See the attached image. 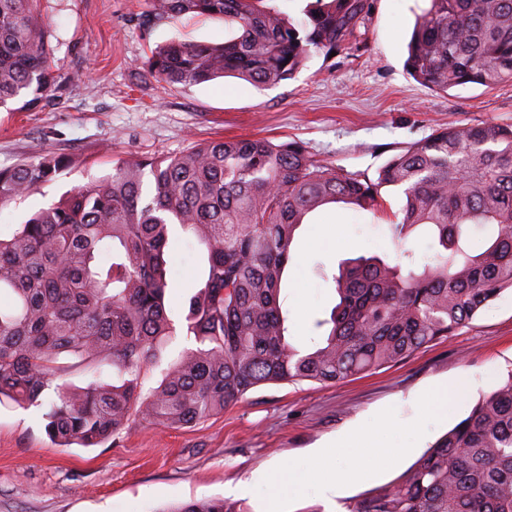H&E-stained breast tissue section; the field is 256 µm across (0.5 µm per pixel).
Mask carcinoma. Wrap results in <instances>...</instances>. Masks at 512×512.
I'll use <instances>...</instances> for the list:
<instances>
[{"label":"carcinoma","mask_w":512,"mask_h":512,"mask_svg":"<svg viewBox=\"0 0 512 512\" xmlns=\"http://www.w3.org/2000/svg\"><path fill=\"white\" fill-rule=\"evenodd\" d=\"M39 0H0V107L38 106L61 81ZM405 67L446 91L512 80V0H427ZM154 14L220 16L221 44L172 41L142 68L168 86L233 76L259 86L291 78L314 53L346 48L370 0H311L294 19L269 0H152ZM68 160L51 152L0 169V207L53 179ZM402 247L344 262L339 303L323 338L302 350L288 339L282 299L300 226L344 204L377 213L385 193ZM492 229L474 249V232ZM180 230L203 249L182 329L195 344L145 388L177 339L167 311L168 248ZM431 241L418 262L412 235ZM512 290V125L452 126L391 156L374 172L347 171L296 142L238 138L166 157L120 159L112 173L0 230V403L47 406L59 448L96 447L131 415L193 427L269 384L336 383L396 363L448 337ZM77 360L86 386L46 391ZM105 373L115 381L101 380ZM347 512H512V372L469 415L386 486ZM165 512H248L222 499Z\"/></svg>","instance_id":"cac0c4a2"}]
</instances>
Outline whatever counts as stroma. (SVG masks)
Segmentation results:
<instances>
[{"label":"stroma","instance_id":"1","mask_svg":"<svg viewBox=\"0 0 512 512\" xmlns=\"http://www.w3.org/2000/svg\"><path fill=\"white\" fill-rule=\"evenodd\" d=\"M347 49L313 54L292 78L258 87L224 78L161 85L140 76L151 48L172 41L220 43L219 17L151 16L148 0H41L61 97L31 111L0 108V168L48 152L70 165L37 190L0 208V227L19 224L64 193L112 171L117 157L173 155L195 141L265 137L298 142L316 158L355 171L377 169L398 149L451 125H512V82L439 91L404 66L407 43L426 0H370ZM383 211L340 205L314 214L293 243L285 279L289 337L311 346L313 322L328 317L338 296L328 275L361 254L396 259L387 194ZM199 259L171 242L173 288L168 307L182 320L194 293ZM512 371V292L453 336L400 363L332 385H265L243 403L189 429H165L130 417L125 429L95 448H59L39 408L0 404V512H163L221 498L249 512H344L345 501L397 478L470 412L478 397ZM464 397L448 412L425 400L457 382ZM379 445L403 448L387 468L374 449H344L318 458L327 441L354 430ZM314 470L312 482L276 486L279 468ZM356 477L343 496L326 498L336 471Z\"/></svg>","mask_w":512,"mask_h":512}]
</instances>
